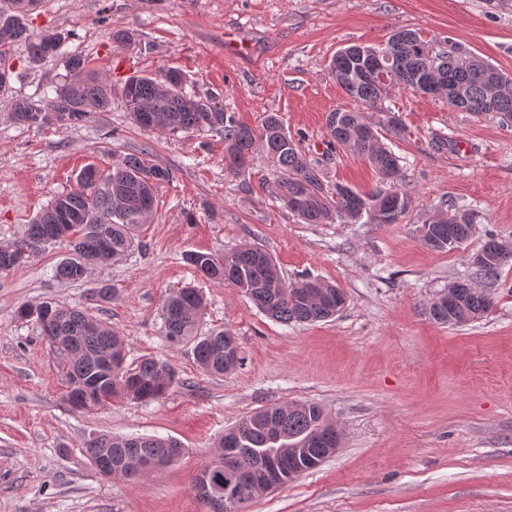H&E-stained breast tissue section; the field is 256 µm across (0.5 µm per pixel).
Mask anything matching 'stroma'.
<instances>
[{
    "mask_svg": "<svg viewBox=\"0 0 512 512\" xmlns=\"http://www.w3.org/2000/svg\"><path fill=\"white\" fill-rule=\"evenodd\" d=\"M27 27L34 39L65 34L66 51L100 72L114 57L125 71L112 75L111 110L75 126L28 127L0 107V242L21 236L85 166L105 173L145 152L174 179L156 191L146 250L95 263L80 283L53 275L71 254L65 240L0 271V512H211L192 479L225 429L262 407L307 402L336 426L339 447L248 512H512V260L483 318L449 326L428 312L438 293L470 277L488 237L512 242V120L392 88L384 105L405 133L383 140L401 158L409 212L396 224H304L276 199L263 150L231 176L219 132L139 128L119 93L126 77L180 68L189 88L240 122L278 113L326 182L369 192L374 169L327 145L329 113L358 107L333 78L332 56L418 30L512 76V0H39ZM116 30L125 45L113 41ZM235 35L247 54L226 51ZM12 67L17 98L39 97L67 73L64 57L36 59L22 45ZM451 204L475 215L473 234L433 250L421 226ZM246 245L270 253L289 282L335 284L345 308L286 325L188 260ZM189 285L206 300L202 330L231 332L245 357L224 376L202 372L189 348L169 347L161 333L164 298ZM103 286L111 298L91 300ZM44 302L87 308L125 336L128 361L153 356L175 370V384L149 403L74 410L65 368L38 324L18 315ZM100 434L170 437L182 454L137 480L106 478L84 449Z\"/></svg>",
    "mask_w": 512,
    "mask_h": 512,
    "instance_id": "stroma-1",
    "label": "stroma"
}]
</instances>
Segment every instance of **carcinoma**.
Here are the masks:
<instances>
[{
	"mask_svg": "<svg viewBox=\"0 0 512 512\" xmlns=\"http://www.w3.org/2000/svg\"><path fill=\"white\" fill-rule=\"evenodd\" d=\"M34 0H5L0 6V73L11 71L13 54L25 44L33 58L60 52L62 35L49 33L33 41L25 20ZM383 52L384 68L367 69L371 53ZM68 75L55 87L54 96L8 98V84L0 81V104L27 126H72L87 122L96 112L112 106V85L88 68L80 54L67 57ZM329 68L344 92L363 107L361 111L338 109L328 115L331 141L345 145L378 172L380 184L368 193L325 183L319 164L307 157L299 143L285 131L280 116L268 112L252 127L223 112L209 98L185 91L182 71L169 68L160 75L127 79L122 99L134 121L145 129L175 134L189 130H219L224 134V169L233 176L245 171L256 147H261L275 171L276 199L305 224H348L366 216L373 224H396L411 206V195L402 188L400 157L381 140L367 110L385 112L381 125L392 136L405 133L400 119L382 107L395 75L430 77L442 88L448 105L466 112H496L512 119V78L483 58L462 50L448 39L426 38L417 31L391 34L382 44L353 45L336 53ZM173 172L151 163L145 154H129L106 175L92 167L79 176L76 186L57 195L12 242L0 243V270L26 264L46 245L67 237L72 257L54 276L82 282L88 267L102 259H118L142 245L140 236L152 213L155 191L173 181ZM474 216L466 210L448 213L422 225L425 244L438 251L458 248L472 231ZM501 258L484 260V251L472 257V279L449 285L455 307L435 298L430 316L441 324L466 325L489 312L492 300L479 284H493L502 263L512 258V243L497 241ZM190 263L203 277L242 290L255 306L284 323H306L337 314L334 284L317 279L288 283L274 260L258 246H246L224 255L194 253ZM205 301L199 289L186 286L169 294L162 304L163 336L175 347L191 345L198 366L206 373H228L227 356L236 338L222 328L201 332ZM22 318L33 317L48 345L63 356L69 390L67 401L83 412L108 405L116 397L148 403L161 398L175 382V372L152 357L126 366V340L89 312L45 303L23 307ZM336 427L324 410L311 403L272 405L261 408L229 429L217 447L228 449L193 478H205L222 490L210 501L212 512H226L225 498L246 506L265 492V473L251 452L265 450L264 464L282 484L317 467L338 448ZM84 448L88 457L105 455L112 468L128 478L147 473L143 463L177 458L181 446L155 436L99 435Z\"/></svg>",
	"mask_w": 512,
	"mask_h": 512,
	"instance_id": "obj_1",
	"label": "carcinoma"
}]
</instances>
